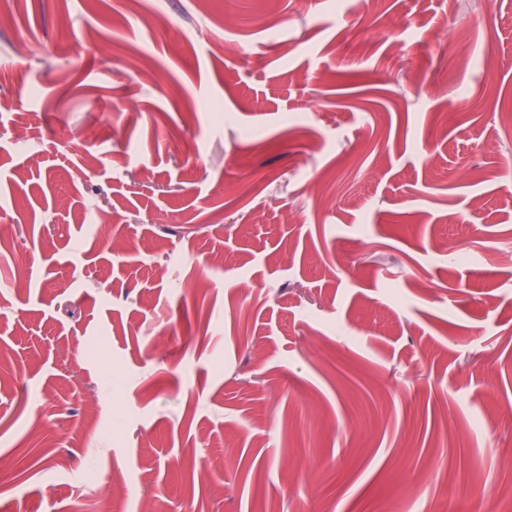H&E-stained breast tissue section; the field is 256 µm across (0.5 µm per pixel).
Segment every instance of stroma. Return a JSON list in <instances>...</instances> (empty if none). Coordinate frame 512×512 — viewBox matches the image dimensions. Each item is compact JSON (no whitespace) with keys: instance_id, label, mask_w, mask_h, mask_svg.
Instances as JSON below:
<instances>
[{"instance_id":"stroma-1","label":"stroma","mask_w":512,"mask_h":512,"mask_svg":"<svg viewBox=\"0 0 512 512\" xmlns=\"http://www.w3.org/2000/svg\"><path fill=\"white\" fill-rule=\"evenodd\" d=\"M510 159L512 0H0V512H487Z\"/></svg>"}]
</instances>
